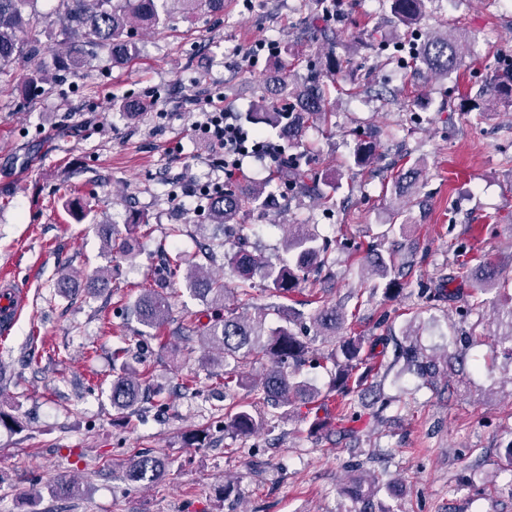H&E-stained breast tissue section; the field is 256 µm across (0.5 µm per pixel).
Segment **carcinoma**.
Wrapping results in <instances>:
<instances>
[{"instance_id": "cac0c4a2", "label": "carcinoma", "mask_w": 512, "mask_h": 512, "mask_svg": "<svg viewBox=\"0 0 512 512\" xmlns=\"http://www.w3.org/2000/svg\"><path fill=\"white\" fill-rule=\"evenodd\" d=\"M178 2L185 13L202 10L221 12L224 0H60L63 24L55 34L56 42L68 48V53L33 67L27 77L29 87L49 80L51 72L77 70L84 65V47H104L112 55V62L126 63L136 54L134 32L140 28L157 29L170 17L169 4ZM29 0H0V71L22 59L41 55L40 47L23 38L26 29L36 24V19L24 14ZM428 0H391V12L398 24L412 26L426 8ZM468 48L458 38L442 35L429 36L416 49V60L435 76H448L463 63ZM319 73H311L302 84L290 82L287 74L269 80L262 94L253 105V112L264 115L268 126L280 129L288 138V145L299 147V132L307 122H328L333 116L331 89L336 82L325 80L344 68V61L334 55H326L318 61ZM494 96L512 101V72L497 75L491 85ZM376 152L374 140L357 139L353 151V163L365 167L372 163ZM311 159L304 153L291 158L285 174L288 190L317 193V199L330 207L335 206L333 197L318 192V185L310 176ZM419 172L415 168L401 170L393 186L403 196L415 193ZM275 196V188L269 183H248L230 186L224 193L208 201L209 219L233 232L241 212L253 205L264 206ZM136 235L123 239L108 237L104 248L124 257L134 254ZM288 259L270 264L248 249L247 242L239 238L231 252L224 254L226 264L239 281L235 288L224 283V278L204 273L202 267L192 264H169L170 276H183L188 290L207 302L216 311L213 319L203 325L199 334L200 348L209 361L224 366V377L218 388L224 390L227 407L226 428L237 436H250L290 413L305 409L304 416H313L311 432L316 433L325 425L320 413L336 409V416L345 420L352 416V397L370 377L379 374L393 346V360L404 361V371L429 383L436 374L433 358L424 355L416 346H403L393 338H371L358 331L342 335L348 325V313L341 305H323L311 317L315 336L308 340L300 337L295 329L296 315L284 317L283 323L274 327L268 319L269 309L253 307V312L241 316L231 306L230 296H250L247 282L260 277L270 295L287 297L303 284L310 286L311 271L330 264L335 248L331 241L320 237L305 224L294 225L293 232L285 241ZM372 271L384 281V294L397 292L398 279L403 275L401 266L393 254H376ZM138 321L147 328L159 329L169 319L168 296L158 288H146L135 305ZM321 341V346L314 345ZM112 361L118 366L110 387L112 405L119 410L132 409L143 399V379L126 360V351L117 348ZM248 361L261 367L258 378L248 382L236 374L234 366ZM312 364L329 369L331 381L326 392L300 376L301 367ZM249 387L260 402L272 408L262 413L250 405L235 403L238 389ZM165 468V459L157 455H141L133 458L125 470V478L131 482L149 485L157 482ZM348 493L357 501H370L371 484L360 477L352 478Z\"/></svg>"}]
</instances>
